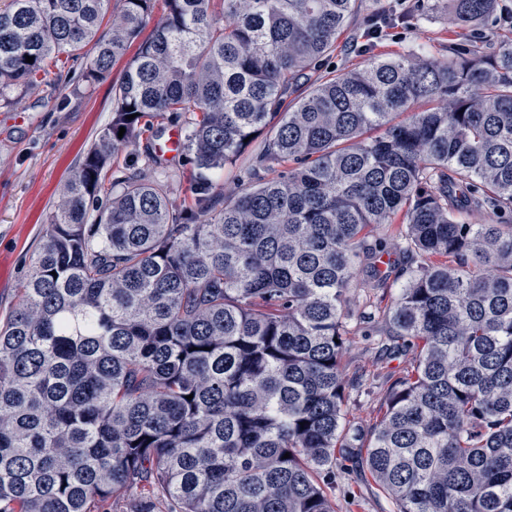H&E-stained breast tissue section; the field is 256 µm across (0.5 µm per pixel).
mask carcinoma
<instances>
[{
    "instance_id": "obj_1",
    "label": "carcinoma",
    "mask_w": 512,
    "mask_h": 512,
    "mask_svg": "<svg viewBox=\"0 0 512 512\" xmlns=\"http://www.w3.org/2000/svg\"><path fill=\"white\" fill-rule=\"evenodd\" d=\"M448 5L447 54L343 73L355 0L0 8L1 106L136 46L0 324V512L144 484L176 512H336L340 458L397 512H512V43L487 47L500 0ZM159 120L184 132L183 195L152 153L112 170ZM397 273L381 351L405 366L350 429L348 321L371 316L349 289Z\"/></svg>"
}]
</instances>
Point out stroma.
<instances>
[{
    "instance_id": "1",
    "label": "stroma",
    "mask_w": 512,
    "mask_h": 512,
    "mask_svg": "<svg viewBox=\"0 0 512 512\" xmlns=\"http://www.w3.org/2000/svg\"><path fill=\"white\" fill-rule=\"evenodd\" d=\"M381 9L388 10L390 25L372 43L367 37L369 19ZM453 32L448 0H357L329 64L343 72L370 56H437ZM124 67V62H117L92 86L82 82L76 68L60 76L52 73L13 105L0 106V321L20 300L21 286L46 231V213L112 117V88ZM399 288L394 282L376 292L357 282L350 290L358 309L371 313L374 333L368 337L358 323L349 326L343 364L348 375L363 379L349 396V424L373 423L381 414L388 379L402 371V360L385 359L378 345V334L385 329L384 312ZM330 494L336 512H396L395 503L377 489L368 472L349 462L337 461ZM144 501L152 512H172L164 492L149 485L98 501L94 510L132 512Z\"/></svg>"
}]
</instances>
